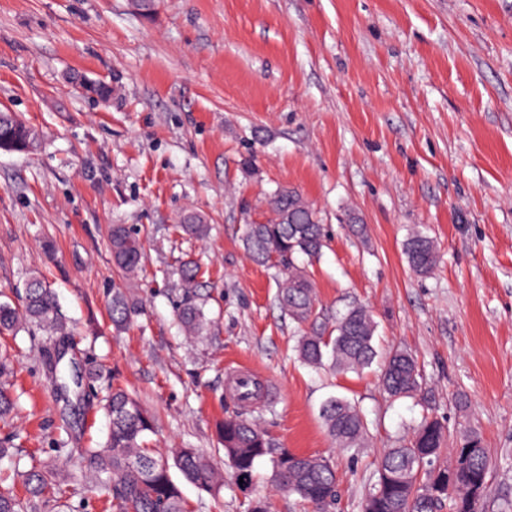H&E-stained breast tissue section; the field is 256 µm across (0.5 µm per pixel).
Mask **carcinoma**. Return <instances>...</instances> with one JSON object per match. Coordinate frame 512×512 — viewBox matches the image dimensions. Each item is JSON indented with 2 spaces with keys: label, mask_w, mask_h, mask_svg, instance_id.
<instances>
[{
  "label": "carcinoma",
  "mask_w": 512,
  "mask_h": 512,
  "mask_svg": "<svg viewBox=\"0 0 512 512\" xmlns=\"http://www.w3.org/2000/svg\"><path fill=\"white\" fill-rule=\"evenodd\" d=\"M38 133L17 114L0 111V153H20L34 148ZM275 219L267 224L245 225L243 241L252 260L277 271V301L295 323L310 326L298 337V360L311 367L330 362L336 369L359 373L378 357L374 345L377 322L363 307H353L336 326L326 331L316 325L314 282L303 257L310 261L326 246L324 225L303 194L289 187L277 190L271 199ZM180 230L195 238L207 235L209 226L197 213L184 217ZM110 250L115 267L123 272L138 269L142 243L125 224L112 225ZM404 254L409 267L419 275L429 274L438 259L437 246L428 232L419 230L406 241ZM184 297L177 319L189 341L210 334L211 320L194 300L200 286L201 267L193 261L179 270ZM137 308L123 288L112 289L111 318L116 326L131 321ZM21 328H36L57 345L55 357L42 360L46 380L57 395L80 392L97 400L109 418L105 441L96 448H68L63 459L32 461L18 472L25 497L10 489H0V512H81L71 504L70 487L86 475L95 478L111 497L113 512H187L171 469L199 489L218 494L223 477L210 456L195 448H177L171 455L148 448L154 424L148 413L120 387H105L99 395L96 385L103 379L92 366L67 376L61 363L72 336L52 288L38 271L30 273L23 288L20 307L0 301V334H16ZM15 367L8 353L0 354V420L8 418L15 401L10 386ZM423 378L414 356L405 349L390 351L383 360L382 387L394 398H412L422 391ZM321 418L331 440L339 448L360 446L366 422L357 405L343 396H330L322 404ZM217 443L243 483L250 482L256 465L271 456V479L275 487L312 504L317 512H334L337 498L336 474L330 461L317 455H303L281 448L257 424L239 417L224 419L217 426ZM450 433L436 418H423L409 443L389 448L381 458L372 491L365 498L362 512H470V495L486 493L492 466L490 450L483 438L465 435L460 448L453 449L450 462L442 463Z\"/></svg>",
  "instance_id": "1"
}]
</instances>
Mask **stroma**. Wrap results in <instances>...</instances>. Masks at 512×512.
<instances>
[{
	"instance_id": "35a3bbf8",
	"label": "stroma",
	"mask_w": 512,
	"mask_h": 512,
	"mask_svg": "<svg viewBox=\"0 0 512 512\" xmlns=\"http://www.w3.org/2000/svg\"><path fill=\"white\" fill-rule=\"evenodd\" d=\"M0 109L41 136L35 151L0 154V294L45 275L73 329L69 358L95 355L154 415L151 448L213 451L216 422L241 412L279 446L328 458L334 512H361L385 449L411 440L427 410L490 449L484 512L512 500V0H158L150 13L133 0H0ZM281 186L326 229L309 267L320 322L370 309L379 354L416 358L419 399H391L377 363L356 375L296 361L302 329L243 244L245 225L272 219ZM191 212L205 238L178 232ZM115 224L143 242L135 275L112 265ZM417 227L440 255L426 276L404 255ZM189 259L205 271L213 321L195 342L175 319ZM116 287L141 304L122 330L109 313ZM46 343L39 331L0 335L16 370L18 408L0 426L13 459L107 434L104 414L78 417L54 395ZM241 367L268 382L269 402L241 407L227 385ZM332 394L368 422L357 449L327 435ZM215 464L216 497L173 472L188 512H248L259 497L272 512H313L275 490L269 461L246 485Z\"/></svg>"
}]
</instances>
